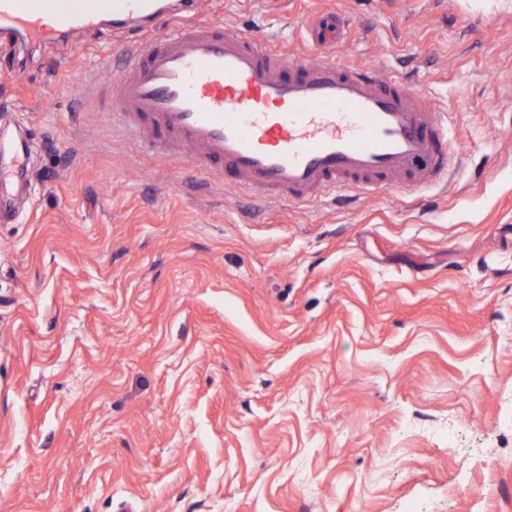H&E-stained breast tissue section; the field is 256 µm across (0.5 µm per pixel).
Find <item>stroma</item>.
<instances>
[{
    "mask_svg": "<svg viewBox=\"0 0 512 512\" xmlns=\"http://www.w3.org/2000/svg\"><path fill=\"white\" fill-rule=\"evenodd\" d=\"M430 92L447 185L263 201L113 127L122 25L0 32V512H512V0H199ZM474 485L483 502L459 493ZM26 143L20 141L19 143L12 141L0 140V216L4 215L7 208L3 190L12 180L21 187H27V180L22 176L27 173V159H26ZM8 160L11 164L8 169L4 168V161Z\"/></svg>",
    "mask_w": 512,
    "mask_h": 512,
    "instance_id": "35a3bbf8",
    "label": "stroma"
}]
</instances>
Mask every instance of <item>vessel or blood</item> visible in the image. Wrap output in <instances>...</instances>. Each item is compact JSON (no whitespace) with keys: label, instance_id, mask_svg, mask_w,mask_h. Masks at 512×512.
<instances>
[{"label":"vessel or blood","instance_id":"1","mask_svg":"<svg viewBox=\"0 0 512 512\" xmlns=\"http://www.w3.org/2000/svg\"><path fill=\"white\" fill-rule=\"evenodd\" d=\"M191 2L164 13L154 0H0V26L39 43L105 16L133 24L110 83L114 117L147 147L268 200L419 192L456 168L447 113L404 78L339 56L347 32L336 13L307 23L310 54L296 58L251 34L187 22ZM161 18L170 28L157 35ZM27 167L25 143L1 139L0 187L26 186Z\"/></svg>","mask_w":512,"mask_h":512}]
</instances>
